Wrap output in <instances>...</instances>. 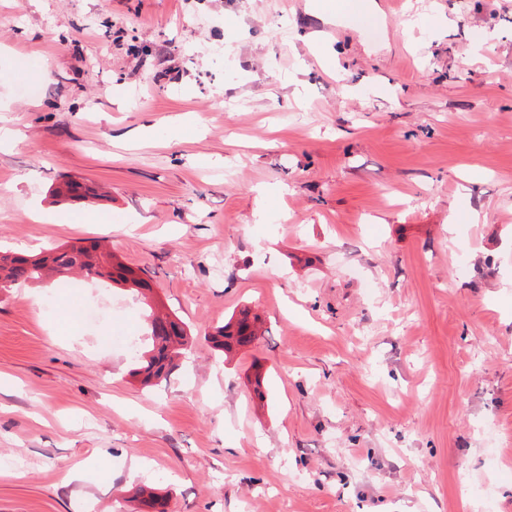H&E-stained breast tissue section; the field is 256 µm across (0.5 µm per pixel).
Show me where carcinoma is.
Returning <instances> with one entry per match:
<instances>
[{"label":"carcinoma","instance_id":"obj_1","mask_svg":"<svg viewBox=\"0 0 512 512\" xmlns=\"http://www.w3.org/2000/svg\"><path fill=\"white\" fill-rule=\"evenodd\" d=\"M55 194L77 200L94 196L89 187L74 181L60 184ZM75 273L91 280L137 291L146 305V321L152 348L137 357L132 374L141 377L144 384L166 374L169 368L174 366L180 350L188 345L190 330L175 314H160L154 300L147 296V292L151 291L149 282L107 251L103 245L71 244L39 257L8 252L0 255L1 291L41 283L54 274ZM259 329V315L252 313L248 308H243L227 323L214 328L213 333L208 336V342L214 351L227 354L235 346H248L254 343L259 336Z\"/></svg>","mask_w":512,"mask_h":512}]
</instances>
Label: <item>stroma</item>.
<instances>
[{"label":"stroma","instance_id":"35a3bbf8","mask_svg":"<svg viewBox=\"0 0 512 512\" xmlns=\"http://www.w3.org/2000/svg\"><path fill=\"white\" fill-rule=\"evenodd\" d=\"M377 2L0 0V249L106 238L193 336L145 386L130 292L0 294V512H512V0ZM260 317L252 314L250 309L243 308L238 315L227 323L215 327L208 336V342L215 352L229 353L234 346H248L259 336Z\"/></svg>","mask_w":512,"mask_h":512}]
</instances>
